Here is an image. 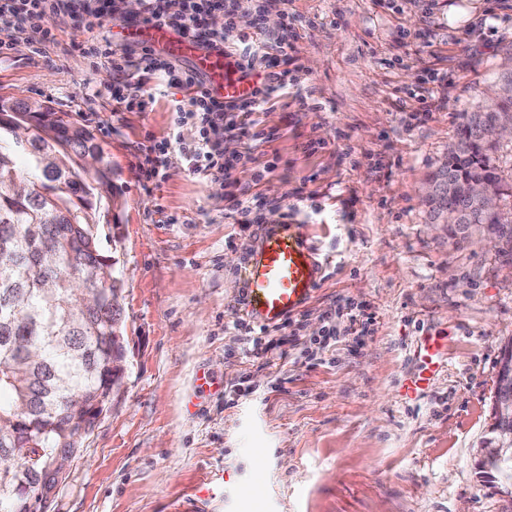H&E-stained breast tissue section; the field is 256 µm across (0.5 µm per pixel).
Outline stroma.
Listing matches in <instances>:
<instances>
[{
	"label": "stroma",
	"mask_w": 512,
	"mask_h": 512,
	"mask_svg": "<svg viewBox=\"0 0 512 512\" xmlns=\"http://www.w3.org/2000/svg\"><path fill=\"white\" fill-rule=\"evenodd\" d=\"M261 43H287L288 88L253 118L265 139L230 176L154 142L183 99L139 54L90 63L70 15L34 54L0 23V97L67 113L112 166L97 204L101 250L122 283L126 373L50 512H512L480 465L498 360L512 339V255L452 243L424 201L459 113L495 103L512 73V0H287ZM138 86L146 108L116 103ZM432 98L425 121L415 100ZM263 180H255L256 172ZM257 197V224L226 214ZM303 224L327 269L312 304L246 358L233 328L239 271L264 226ZM364 323L348 333L346 304ZM442 346L435 363L421 351ZM210 376L217 393L199 391Z\"/></svg>",
	"instance_id": "stroma-1"
}]
</instances>
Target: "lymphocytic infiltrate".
Masks as SVG:
<instances>
[{"mask_svg": "<svg viewBox=\"0 0 512 512\" xmlns=\"http://www.w3.org/2000/svg\"><path fill=\"white\" fill-rule=\"evenodd\" d=\"M235 11V0H145L143 23L192 35L208 49H220L226 42H235L240 46L235 55L237 67L249 75L258 70L263 73L249 96L224 102L204 91V79L198 72L178 68L169 57L143 47L142 53L151 61L154 71L160 72L168 85L187 92L186 99L174 106L176 128L153 146L155 157L145 172L146 181L161 177L169 154L174 152L184 157L194 170L227 174L235 163L224 157L221 143L225 134L252 135L253 112L262 109L275 93L287 86L288 72L282 69L280 59L263 53L254 41V32L263 29L262 21H255L253 33L237 32ZM212 12L223 13V29L211 28L207 23L206 17ZM60 13L72 15L76 28L88 33V40L80 45L83 53L104 58L113 56L111 39L101 33L105 22L112 18L107 0H0V21L28 33L36 49L53 41L50 20ZM187 123L198 129L197 140L190 144L183 141L179 132L180 126Z\"/></svg>", "mask_w": 512, "mask_h": 512, "instance_id": "1", "label": "lymphocytic infiltrate"}]
</instances>
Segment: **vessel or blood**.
I'll list each match as a JSON object with an SVG mask.
<instances>
[{"label": "vessel or blood", "instance_id": "vessel-or-blood-1", "mask_svg": "<svg viewBox=\"0 0 512 512\" xmlns=\"http://www.w3.org/2000/svg\"><path fill=\"white\" fill-rule=\"evenodd\" d=\"M131 34L168 55L191 59L207 74L206 89L212 97L238 100L250 91L249 80L231 73L224 51L204 50L194 38L160 26L143 24ZM323 268L303 225L284 220L270 226L240 270L244 288L236 303L239 315L268 330L282 326L312 301Z\"/></svg>", "mask_w": 512, "mask_h": 512}]
</instances>
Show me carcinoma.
I'll return each instance as SVG.
<instances>
[{"label":"carcinoma","mask_w":512,"mask_h":512,"mask_svg":"<svg viewBox=\"0 0 512 512\" xmlns=\"http://www.w3.org/2000/svg\"><path fill=\"white\" fill-rule=\"evenodd\" d=\"M512 117V98L496 108L462 112L455 142L429 185L438 187L430 214L453 207L463 222L448 226V239L466 240L473 224L512 242V212L485 214L448 195L447 181H481L505 199L499 147L490 131ZM25 160L0 140V512H30V500L48 494L57 480L44 469L57 451L77 456L94 427L96 407L118 390L122 354L112 349L122 322L121 284L82 286L85 273L109 265L94 234V199L114 195L112 167L92 133L45 110L30 112ZM95 151L90 172L76 159ZM100 298L82 303L81 295Z\"/></svg>","instance_id":"obj_1"}]
</instances>
